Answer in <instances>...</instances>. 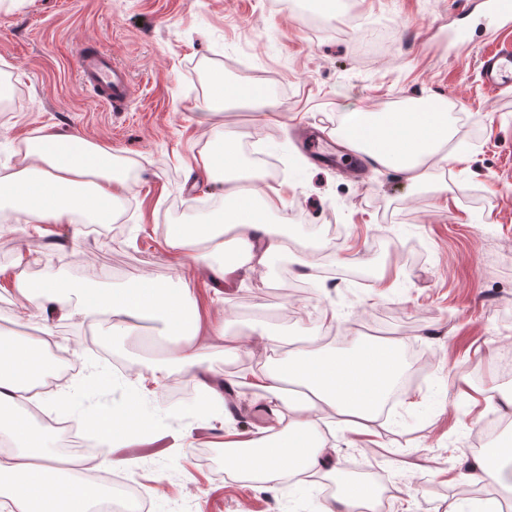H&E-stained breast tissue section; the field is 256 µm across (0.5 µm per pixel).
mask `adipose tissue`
<instances>
[{
    "label": "adipose tissue",
    "instance_id": "1",
    "mask_svg": "<svg viewBox=\"0 0 512 512\" xmlns=\"http://www.w3.org/2000/svg\"><path fill=\"white\" fill-rule=\"evenodd\" d=\"M218 116L208 108L196 114L195 122L213 131L201 168L224 185L221 215L215 221L169 225L166 244L186 274L246 276L267 268L288 248L282 225L273 220L284 199L261 194L264 171L245 170L239 137L215 134ZM339 133L350 149L401 172L414 186L430 180L427 161L451 139L448 108L434 102L403 112H347ZM130 190L129 177L116 166L111 150L80 136L63 139L44 128L27 140L20 168L0 171V207L10 208L22 224H67L78 217L108 224ZM18 289L39 314L101 320L125 336L141 335V320L161 323L181 345L172 362L154 368L155 387L174 376L192 375L206 403L223 413L224 394L206 380L207 346L199 337L223 342L228 355L240 350L243 339L229 335L223 322L203 320L188 289L168 288L147 275L112 291L57 279L23 281ZM257 336L269 358L261 370H244L238 384L250 389L264 421L248 442L225 440L226 466L274 484L312 470L324 472L337 490L323 512H357L375 493L345 479L320 426L331 414L350 430L369 432L401 377L399 342L359 338L345 350L323 346L282 356V337L262 329ZM52 339L48 325L37 340L0 331V441L12 450L9 463H0V496L15 512H92L93 492L75 491L74 480L62 475L47 452L42 432L21 411L24 403L41 400L32 384L50 369ZM85 424L88 445L98 449L104 462L116 444L151 428L132 405L86 413Z\"/></svg>",
    "mask_w": 512,
    "mask_h": 512
}]
</instances>
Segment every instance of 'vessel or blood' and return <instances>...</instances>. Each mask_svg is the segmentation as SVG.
I'll list each match as a JSON object with an SVG mask.
<instances>
[{"mask_svg": "<svg viewBox=\"0 0 512 512\" xmlns=\"http://www.w3.org/2000/svg\"><path fill=\"white\" fill-rule=\"evenodd\" d=\"M483 15L502 24L507 35L499 45L481 57L480 72L491 89L512 86V0H479ZM82 84L102 102L117 105L131 96L127 72L107 51L85 45L77 58Z\"/></svg>", "mask_w": 512, "mask_h": 512, "instance_id": "vessel-or-blood-1", "label": "vessel or blood"}]
</instances>
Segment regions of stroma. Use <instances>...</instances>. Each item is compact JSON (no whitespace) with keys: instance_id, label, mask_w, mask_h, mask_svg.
<instances>
[{"instance_id":"obj_1","label":"stroma","mask_w":512,"mask_h":512,"mask_svg":"<svg viewBox=\"0 0 512 512\" xmlns=\"http://www.w3.org/2000/svg\"><path fill=\"white\" fill-rule=\"evenodd\" d=\"M292 3L21 0L0 7V81L10 87L0 107V170L15 167L22 145L43 126L135 165L133 188L117 205L128 227L110 238L73 224L32 233L0 211L9 226L0 237V329L42 330L14 279L113 289L143 274L185 284L202 313L226 319L229 333L260 325L294 350L310 348L311 334L327 326L336 330L331 346L346 349L374 324L377 337L418 344L428 371L400 391L371 445L353 432L322 434L341 468L373 467L371 484L388 495L385 512H443L464 494L457 477L479 454L478 424L499 413L498 393L512 390L501 376L512 349V87L488 91L478 65L499 28L469 11L470 0H340L335 12L311 18ZM461 26L463 46L449 38ZM89 41L128 71L134 94L127 106L103 105L82 86L76 56ZM204 66L255 87L281 115L257 125L254 108L230 104L222 129L281 166L263 190L286 201L276 219L290 236L287 272L274 265L243 283L232 275L178 279L165 225L193 220L224 193L222 183L188 172L206 147L194 122L211 105L195 85ZM429 100L447 102L454 135L447 159L430 161L433 181L423 186L389 169L354 181L340 166L309 159L294 134L315 128L334 153L343 113ZM312 228L324 235L315 250L299 243ZM322 260L342 278L316 276ZM365 269L372 282L350 280ZM86 326L54 323V340L81 370L95 364L113 376L110 386L82 390V407L134 401L151 417L152 433L114 448L118 465L106 470L147 484L149 512H321L336 490L331 481L259 488L214 456L228 433L249 435L260 425L249 393L233 395L226 422L198 416L188 401L162 405L165 393L151 372L175 345L88 325L113 357L141 363V374L125 375L76 343Z\"/></svg>"}]
</instances>
